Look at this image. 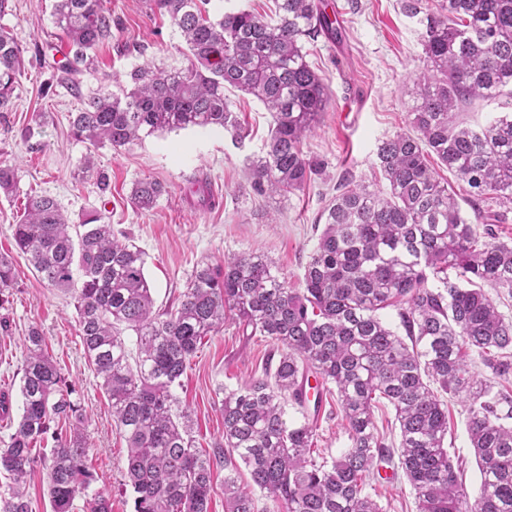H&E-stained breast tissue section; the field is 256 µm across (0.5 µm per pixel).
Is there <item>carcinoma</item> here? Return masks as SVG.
<instances>
[{
    "label": "carcinoma",
    "mask_w": 512,
    "mask_h": 512,
    "mask_svg": "<svg viewBox=\"0 0 512 512\" xmlns=\"http://www.w3.org/2000/svg\"><path fill=\"white\" fill-rule=\"evenodd\" d=\"M187 46V65L159 72L151 64L128 74L121 93L89 97L73 113L74 136L93 149L133 145L158 132L222 127L239 132L224 96L227 87L254 96L270 112L265 155L247 162L259 194L301 189L318 164L302 140L329 104L303 41L338 36L339 21L319 0H277L271 24L251 10L211 18L209 0H154ZM422 26L426 65L413 84L411 131L381 141L377 167L383 190L345 180L324 206V228L303 272L304 288L288 287L273 261L249 252L224 268L193 270L176 308L155 309L146 254L112 225L91 217L73 224L55 198L34 195L12 236L20 254L53 288L72 295L89 368L107 394L112 420L125 435L127 485L134 512H209L213 469H224V512H258L254 492L272 502L265 512H383L367 491L377 463L397 462L415 495L416 512H512V398L469 368L477 351L494 376L512 374V318L483 285L512 295V243L491 225L478 233L462 216L428 157L512 211V113L482 126L461 117L478 100L512 104V0H403ZM56 36L68 48L66 72L94 63L112 40L107 0H55ZM24 49L0 26V112L13 105ZM19 168L0 163V190L13 192ZM162 184L142 179L130 201L154 206ZM11 258L0 255V293L13 287ZM392 308L404 334L383 320ZM242 334L269 339L279 353L270 371L224 393V444L212 454L195 448L191 420L178 411L180 384L201 340L226 320ZM135 336L129 346L125 333ZM20 393L23 412L10 419L0 393V419L15 425L0 448V512H32L26 485L35 466L47 471L53 512H73L94 480L76 388L45 348L41 332L27 336ZM320 387L308 413L309 378ZM465 394L467 434L480 473L470 499L460 468L444 446L448 407L437 391ZM336 393L349 446L316 460L312 446L323 396ZM389 405L399 428L397 449L377 430L375 412ZM302 420L287 419V406ZM69 436L50 452L35 445L51 425ZM245 468L249 484L239 482ZM85 512H111L104 493Z\"/></svg>",
    "instance_id": "carcinoma-1"
}]
</instances>
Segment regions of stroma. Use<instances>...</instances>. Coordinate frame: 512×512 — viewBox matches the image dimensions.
Masks as SVG:
<instances>
[{"label": "stroma", "instance_id": "1", "mask_svg": "<svg viewBox=\"0 0 512 512\" xmlns=\"http://www.w3.org/2000/svg\"><path fill=\"white\" fill-rule=\"evenodd\" d=\"M341 33L306 43L307 60L331 94L330 105L303 141L304 153L324 165L302 189L261 196L250 187L247 158L262 156L271 116L252 96L229 89L232 110L244 127L242 140L223 129H188L158 133L142 142L89 151L70 128L72 112L84 98L116 90V81L143 62L161 69L186 63L185 44L153 0H109L119 23L110 42L96 51V65L67 87L64 56L53 26V0H11L0 24L26 47L25 68L18 78L9 111L0 112V161L20 169V181L0 194V254L13 259L16 281L0 295V391L11 395V416L19 418L22 399L19 369L27 355L30 329L41 331L47 349L80 394L85 436L95 480L91 491L111 494L112 512H133V494L125 481L127 442L112 420L111 404L96 384L83 357L74 301L48 286L19 254L12 226L24 212L28 196H53L72 223L99 216L115 233L132 239L146 253V274L155 305L177 306L197 264L223 266L225 259L251 251L267 255L289 287L303 285V267L317 241L318 218L338 183L345 178L378 179L376 147L409 131L410 91L424 66L421 28L400 9V0H335ZM94 154L107 188L84 170ZM151 178L167 191L149 210L135 209L133 184ZM209 186L215 207L201 202L196 189ZM275 346L260 336L247 337L226 322L204 339L174 394L192 420L198 448L211 451L224 437L221 400L261 376L277 359ZM451 457L463 462V480L476 494L480 474L468 446L464 397L448 396ZM348 443L335 398L324 402L317 424L318 455H338Z\"/></svg>", "mask_w": 512, "mask_h": 512}]
</instances>
